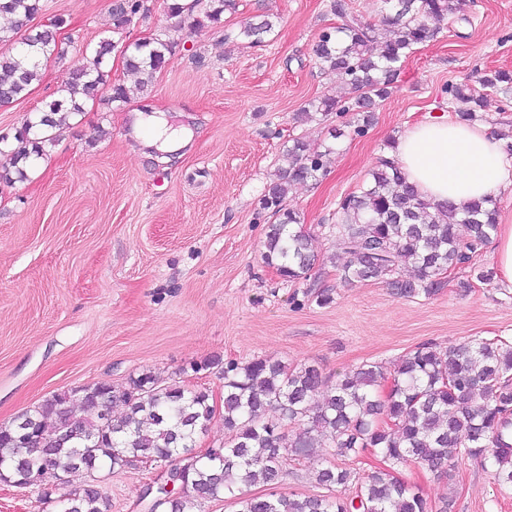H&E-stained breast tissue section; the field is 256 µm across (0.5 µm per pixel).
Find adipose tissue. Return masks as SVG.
<instances>
[{
    "instance_id": "1",
    "label": "adipose tissue",
    "mask_w": 512,
    "mask_h": 512,
    "mask_svg": "<svg viewBox=\"0 0 512 512\" xmlns=\"http://www.w3.org/2000/svg\"><path fill=\"white\" fill-rule=\"evenodd\" d=\"M389 155L432 202L464 206L485 196H512V155L505 139L484 126L421 122L398 137Z\"/></svg>"
}]
</instances>
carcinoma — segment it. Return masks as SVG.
I'll return each instance as SVG.
<instances>
[{
	"label": "carcinoma",
	"mask_w": 512,
	"mask_h": 512,
	"mask_svg": "<svg viewBox=\"0 0 512 512\" xmlns=\"http://www.w3.org/2000/svg\"><path fill=\"white\" fill-rule=\"evenodd\" d=\"M381 24L356 15L348 0H333L331 9L342 23L325 29L314 48L316 63L334 71L351 96L322 95L308 101L295 120L316 116H348V126L361 135L372 125L377 101L395 86L401 65L416 46L440 32L436 23L466 16L471 0H382ZM142 0H118L112 7L113 32L128 27L141 11ZM238 0H194L188 6L172 0L164 36L154 35L125 46L123 61L139 76V88L152 86L156 73L175 54L170 32L186 23L203 27L222 23ZM40 10L39 0H0V16L14 20L0 27V42L13 40L19 25ZM268 14L255 15L224 33V40L257 47L274 32ZM14 53H0V103L22 97L40 77V57L61 55L53 30L31 31L20 38ZM118 48L104 37L90 49V60L67 73L61 95L24 120L13 137L0 135V155L11 167L0 170V181L26 178L24 164L44 152L48 129L64 126L83 110V103L108 92L107 103L128 100L124 85L112 82L105 63ZM485 88L512 95V73L495 70L481 80ZM448 103L458 105L456 120L483 119L485 97L469 83L445 88ZM332 148L291 139L283 150L285 165L266 184L259 215L267 220L265 263L282 281L309 280L318 262L316 238L302 227L301 213L288 206L290 188L326 175ZM499 202L492 196L464 207L432 203L409 184L398 164L382 155L358 192L340 199L332 225L347 260L339 266L342 283H385L396 294L430 297L456 269L473 271L479 282L494 272L476 267V258L498 224ZM415 268L406 278L401 267ZM218 368L224 376L222 417L231 439L198 450L216 410L207 390L177 382L163 384L150 370L129 376L125 385H87L54 394L7 424L0 425V482L31 488L40 500L55 503V512H109L110 504L95 484L51 498V491L30 480V472L48 473L65 484L64 475L83 469L89 476L107 466L145 464L168 471V479L147 485L143 498L148 512H194L198 504L227 497L237 512H451L453 497L433 504L420 489L399 477L411 467L442 475L463 458L491 463L494 479L512 486V345L498 339L474 338L442 349L423 343L405 352L389 369L364 362L328 382L311 363L288 365L257 356L246 362L212 356L190 364L194 373ZM122 405L119 414L112 407ZM30 431L28 452L16 448L19 425ZM295 433L283 446L286 433ZM384 467L363 477L330 463L314 472L326 495L299 497L280 487L288 478L290 457L337 456L358 461L366 453ZM350 499L333 494L351 482ZM263 482L273 491L253 494Z\"/></svg>",
	"instance_id": "carcinoma-1"
}]
</instances>
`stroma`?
I'll list each match as a JSON object with an SVG mask.
<instances>
[{
  "label": "stroma",
  "instance_id": "1",
  "mask_svg": "<svg viewBox=\"0 0 512 512\" xmlns=\"http://www.w3.org/2000/svg\"><path fill=\"white\" fill-rule=\"evenodd\" d=\"M114 3L40 0L29 25L64 17L63 55L42 60L39 81L0 106V134L14 135L30 112L57 98L70 69L87 65L86 47L113 33ZM331 4L239 0L223 25L176 32V52L146 93L111 58L127 103L86 101L28 162L25 179L0 182V423L54 393L120 385L142 370L207 389L218 401L221 372L188 370L214 355L308 362L333 380L365 361L392 364L425 342L512 339L511 284L452 282L416 298L382 283L346 286L336 277L345 255L328 229L338 201L359 189L389 140L427 119H453L448 84L476 87L486 71L512 72V0H474L467 19L448 20L403 63L368 132L338 140L330 136L335 116L294 120L307 100L345 93L335 73L314 63L319 34L338 22ZM260 12L279 18L266 46L225 42V29ZM168 24L167 0H144L118 40ZM144 108L185 132L177 154L143 156L130 116ZM300 136L333 152L326 176L292 186L286 200L317 235L323 260L310 280L291 286L263 261L267 224L258 199L284 145ZM318 288L332 289L331 304L309 297ZM154 475L142 464L99 471L110 512H146L141 494ZM402 476L429 500L453 494L454 512H512V489L476 460H460L448 479L413 467Z\"/></svg>",
  "mask_w": 512,
  "mask_h": 512
}]
</instances>
